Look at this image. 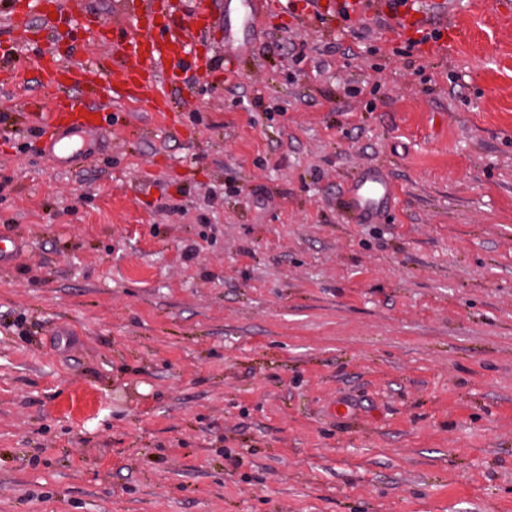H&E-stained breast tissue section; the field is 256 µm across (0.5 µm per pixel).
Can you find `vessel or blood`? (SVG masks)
Wrapping results in <instances>:
<instances>
[{"label":"vessel or blood","instance_id":"1","mask_svg":"<svg viewBox=\"0 0 512 512\" xmlns=\"http://www.w3.org/2000/svg\"><path fill=\"white\" fill-rule=\"evenodd\" d=\"M125 7L129 21L120 59L99 73L98 78L115 93L147 80L155 91L150 101L152 110L164 111L171 90L179 84V76L171 64L179 60L196 29L155 26L154 0H126ZM41 70L61 88L53 106L40 115L46 129L44 149L59 165L70 167L78 157L94 154V137L101 127L98 112L73 93L75 87L85 83L86 68L46 53L41 57ZM394 196L395 189L383 173L370 168L352 182L343 198V207L357 222L367 224L377 218Z\"/></svg>","mask_w":512,"mask_h":512}]
</instances>
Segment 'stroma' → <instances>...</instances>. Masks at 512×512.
Masks as SVG:
<instances>
[{
    "label": "stroma",
    "instance_id": "stroma-1",
    "mask_svg": "<svg viewBox=\"0 0 512 512\" xmlns=\"http://www.w3.org/2000/svg\"><path fill=\"white\" fill-rule=\"evenodd\" d=\"M53 47L91 64L122 0ZM446 49L336 0H211L171 112L63 169L0 91V512H512V21ZM396 188L370 224L353 177Z\"/></svg>",
    "mask_w": 512,
    "mask_h": 512
}]
</instances>
